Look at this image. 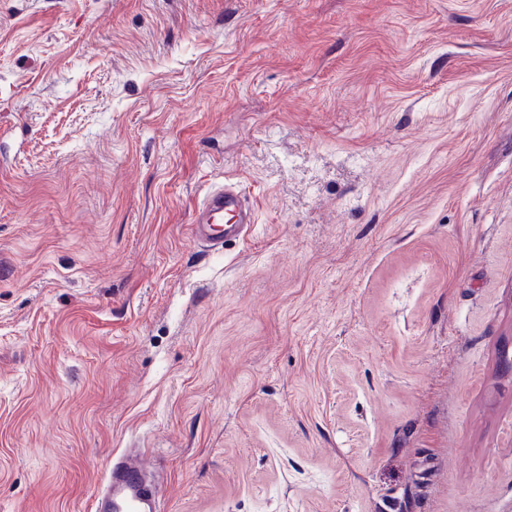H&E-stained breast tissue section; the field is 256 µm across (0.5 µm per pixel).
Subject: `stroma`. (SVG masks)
<instances>
[{
	"mask_svg": "<svg viewBox=\"0 0 512 512\" xmlns=\"http://www.w3.org/2000/svg\"><path fill=\"white\" fill-rule=\"evenodd\" d=\"M510 358L512 0H0V512H512ZM235 212L245 214L252 219L253 212L241 191L233 183L211 189L205 200L198 207L197 224H193L194 238L214 251L223 249L227 240L245 236L250 233L249 223L237 220ZM224 215L226 221L224 222ZM95 512H164L159 481L147 472L145 452L126 448L112 460L94 502Z\"/></svg>",
	"mask_w": 512,
	"mask_h": 512,
	"instance_id": "35a3bbf8",
	"label": "stroma"
}]
</instances>
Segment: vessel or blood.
I'll return each mask as SVG.
<instances>
[{
    "label": "vessel or blood",
    "instance_id": "b4317fda",
    "mask_svg": "<svg viewBox=\"0 0 512 512\" xmlns=\"http://www.w3.org/2000/svg\"><path fill=\"white\" fill-rule=\"evenodd\" d=\"M250 212L238 187L224 184L207 193L197 210L199 221L192 234L210 249L221 250L227 240L249 234L250 225L243 217ZM94 512H164L161 485L148 472L143 451L128 448L113 459Z\"/></svg>",
    "mask_w": 512,
    "mask_h": 512
}]
</instances>
